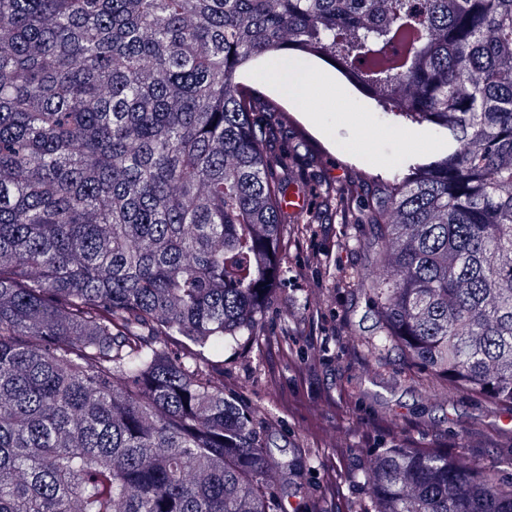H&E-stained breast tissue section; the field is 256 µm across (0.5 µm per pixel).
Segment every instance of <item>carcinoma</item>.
<instances>
[{"instance_id":"1","label":"carcinoma","mask_w":512,"mask_h":512,"mask_svg":"<svg viewBox=\"0 0 512 512\" xmlns=\"http://www.w3.org/2000/svg\"><path fill=\"white\" fill-rule=\"evenodd\" d=\"M286 51L448 137L354 209L315 190L369 233L367 352L512 409V0H0V512H283L300 473L220 363L283 276L287 125L241 77ZM353 479L372 512H512L493 460Z\"/></svg>"}]
</instances>
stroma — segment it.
<instances>
[{
	"label": "stroma",
	"mask_w": 512,
	"mask_h": 512,
	"mask_svg": "<svg viewBox=\"0 0 512 512\" xmlns=\"http://www.w3.org/2000/svg\"><path fill=\"white\" fill-rule=\"evenodd\" d=\"M272 64L260 60L244 81L288 109V137L273 148L292 154L307 180L345 185L357 172L385 176L406 157L447 149L435 131L400 123L347 86L326 103L302 108L280 85L262 80ZM359 233L332 211L320 212L312 241L294 238L284 224L285 287L261 334L224 354L225 397L262 408L267 446L279 461L301 468L286 512H362L370 491L353 474L366 458L399 446L492 459L511 479V409L476 394L448 397L428 385L420 368L395 355L376 361L361 345L375 324L364 296L329 286L311 262L320 250L341 282L368 262L353 245Z\"/></svg>",
	"instance_id": "stroma-1"
}]
</instances>
